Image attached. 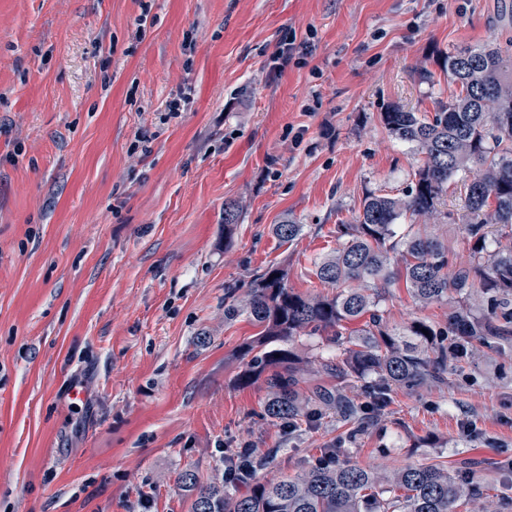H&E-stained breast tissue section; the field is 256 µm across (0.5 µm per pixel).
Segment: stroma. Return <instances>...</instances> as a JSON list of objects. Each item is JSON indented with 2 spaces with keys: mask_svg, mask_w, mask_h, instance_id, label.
I'll return each instance as SVG.
<instances>
[{
  "mask_svg": "<svg viewBox=\"0 0 512 512\" xmlns=\"http://www.w3.org/2000/svg\"><path fill=\"white\" fill-rule=\"evenodd\" d=\"M510 8L0 0V512H190L180 473L209 482L246 442L288 448L264 479L333 447L382 475L475 462L486 495L457 512L512 497V348L398 392L357 437L333 416L295 433L262 418V384L235 383L257 327L224 321L225 284L271 265L324 292L313 262L335 252L337 224L365 192L401 195L419 165L380 112L447 100L440 55L511 40L494 31ZM291 34L313 51L275 71ZM290 217L304 231L284 243L271 228ZM381 308L393 327L448 321L403 287Z\"/></svg>",
  "mask_w": 512,
  "mask_h": 512,
  "instance_id": "35a3bbf8",
  "label": "stroma"
}]
</instances>
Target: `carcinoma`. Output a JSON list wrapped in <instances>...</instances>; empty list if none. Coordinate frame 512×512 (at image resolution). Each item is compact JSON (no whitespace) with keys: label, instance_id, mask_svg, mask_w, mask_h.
Returning <instances> with one entry per match:
<instances>
[{"label":"carcinoma","instance_id":"cac0c4a2","mask_svg":"<svg viewBox=\"0 0 512 512\" xmlns=\"http://www.w3.org/2000/svg\"><path fill=\"white\" fill-rule=\"evenodd\" d=\"M443 69L457 89L434 112L390 105L380 113L389 134L413 144L421 163L402 196L369 192L353 221L336 225L339 247L313 269L335 292H298L280 266L245 285H224V321L245 316L259 327L242 347L248 361L235 383L263 384L265 419L295 428L333 412L356 424L400 390L448 386V373L468 353L512 343V53L493 41L462 47L444 57ZM459 176L462 211L444 212L448 183ZM239 216L238 203H224L226 247ZM441 219L463 226L468 261L452 263L448 240L429 231ZM303 228L290 218L273 232L289 243ZM401 283L423 305L454 301L448 326L427 318L389 326L380 304ZM476 291L483 297L479 313L468 306ZM352 322L360 326L348 329ZM301 336L319 338L332 354L302 356L292 349ZM358 382L365 402L344 394ZM334 456L327 448L303 472L276 483L253 479L244 494L224 473L202 484L186 470L180 483L193 496L191 512H455L483 495L464 460L454 470L434 463L381 476Z\"/></svg>","mask_w":512,"mask_h":512}]
</instances>
